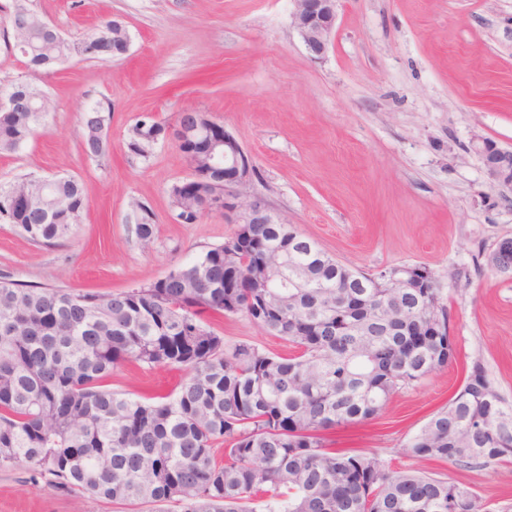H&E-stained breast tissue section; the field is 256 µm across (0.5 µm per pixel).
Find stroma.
Segmentation results:
<instances>
[{
    "mask_svg": "<svg viewBox=\"0 0 512 512\" xmlns=\"http://www.w3.org/2000/svg\"><path fill=\"white\" fill-rule=\"evenodd\" d=\"M13 0H0V88L21 76L52 109L35 139L0 156V183L21 173L73 175L86 193L74 241L38 247L0 224V278L34 286L117 292L193 263L237 230L233 214L175 220L172 185L191 171L174 140L149 158L127 147L143 114L175 125L180 112L224 123L249 152V192L351 268L420 265L451 317L456 362L397 390L374 419L326 431L336 449H371L394 470L456 481L481 512H512V459L466 469L424 460L410 443L480 364L512 404V273L487 255L512 237V191L489 175L478 140L512 149V0H340L323 59L292 25L293 0H30L66 38L117 19L127 55L76 57L28 73L7 44ZM110 105L108 158L79 146L80 117ZM156 224L149 247L133 232L137 204ZM225 347L288 345L242 314L214 317ZM178 370L114 369L112 389L167 393ZM0 512H119L81 492L50 487L29 469L0 470Z\"/></svg>",
    "mask_w": 512,
    "mask_h": 512,
    "instance_id": "35a3bbf8",
    "label": "stroma"
}]
</instances>
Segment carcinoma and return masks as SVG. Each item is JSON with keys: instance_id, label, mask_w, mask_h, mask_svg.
Here are the masks:
<instances>
[{"instance_id": "carcinoma-1", "label": "carcinoma", "mask_w": 512, "mask_h": 512, "mask_svg": "<svg viewBox=\"0 0 512 512\" xmlns=\"http://www.w3.org/2000/svg\"><path fill=\"white\" fill-rule=\"evenodd\" d=\"M14 46L37 69L60 50L11 14ZM11 88L31 106L44 91ZM101 104L82 113L80 143L109 154ZM44 125L40 112H0V153H14ZM132 128L130 150L145 158L162 128ZM205 188L173 187L192 210ZM86 198L74 177L45 182L24 174L0 186V222L30 241L55 246L83 222ZM135 233L154 237L141 204ZM288 287L224 283V256L251 271L272 252ZM424 288L389 287L393 267L351 269L293 224H258L196 263L138 288L110 294L23 286L0 280V469L32 468L58 489L119 505L174 503L181 512H479L466 487L414 470L393 471L373 452L328 447L323 432L374 418L397 389L420 381L448 356L450 314L431 272ZM243 314L290 342L279 356L224 337L205 314ZM134 362L186 371L168 394L135 396L109 386L112 370ZM415 456L483 467L512 456V405L477 366L448 404L413 437Z\"/></svg>"}]
</instances>
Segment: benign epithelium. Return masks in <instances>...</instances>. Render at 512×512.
Returning <instances> with one entry per match:
<instances>
[{
    "label": "benign epithelium",
    "instance_id": "7a95c632",
    "mask_svg": "<svg viewBox=\"0 0 512 512\" xmlns=\"http://www.w3.org/2000/svg\"><path fill=\"white\" fill-rule=\"evenodd\" d=\"M292 13L293 26L301 37L309 55L322 58L336 28L339 0H294ZM130 39L114 45L88 47L86 54L109 53L114 57L128 53ZM165 138L176 143H199L203 155L221 161L220 176L210 177V172L199 169L200 155L194 152L185 154L192 174L209 183L211 191L206 208L210 210H237L238 223L279 224L271 207L259 197L248 195L247 189L253 175L252 158L241 143L223 124L201 115L192 126L176 125L167 128ZM478 151L485 160L489 174L502 187L512 190V151L500 148L486 139L481 141ZM262 276L270 281H280L286 271L277 260L268 258L264 263Z\"/></svg>",
    "mask_w": 512,
    "mask_h": 512
}]
</instances>
